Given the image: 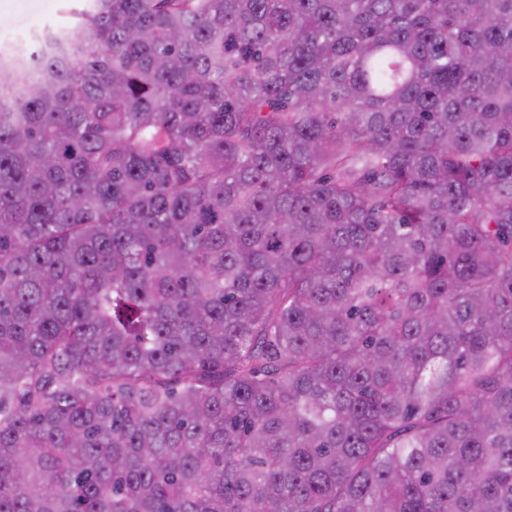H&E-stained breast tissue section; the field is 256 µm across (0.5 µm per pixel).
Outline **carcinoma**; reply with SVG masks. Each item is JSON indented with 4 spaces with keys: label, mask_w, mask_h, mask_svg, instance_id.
I'll return each instance as SVG.
<instances>
[{
    "label": "carcinoma",
    "mask_w": 512,
    "mask_h": 512,
    "mask_svg": "<svg viewBox=\"0 0 512 512\" xmlns=\"http://www.w3.org/2000/svg\"><path fill=\"white\" fill-rule=\"evenodd\" d=\"M0 52V512H512V0H82Z\"/></svg>",
    "instance_id": "carcinoma-1"
}]
</instances>
